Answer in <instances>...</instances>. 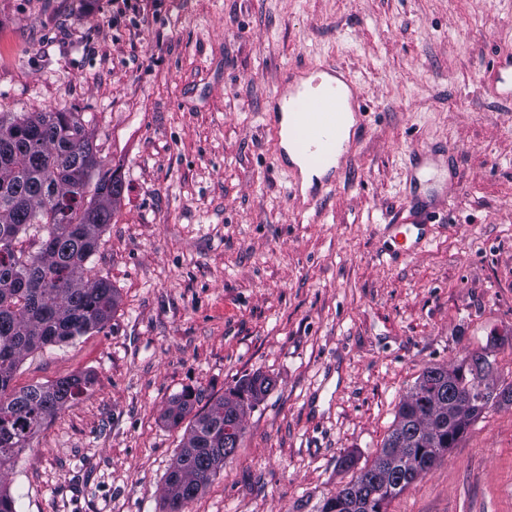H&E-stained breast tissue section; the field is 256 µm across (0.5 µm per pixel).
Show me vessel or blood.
<instances>
[{"mask_svg":"<svg viewBox=\"0 0 512 512\" xmlns=\"http://www.w3.org/2000/svg\"><path fill=\"white\" fill-rule=\"evenodd\" d=\"M265 116L273 163L292 167L294 160L314 172L308 193H301L299 179H292L288 198L297 214L318 209L327 189L338 184L337 157H350L352 142L361 140L368 127L367 105L353 75L329 62L313 68L291 63L280 72L277 89ZM355 126H347V117Z\"/></svg>","mask_w":512,"mask_h":512,"instance_id":"b4317fda","label":"vessel or blood"}]
</instances>
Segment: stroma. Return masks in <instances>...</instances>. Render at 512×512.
I'll list each match as a JSON object with an SVG mask.
<instances>
[{"mask_svg": "<svg viewBox=\"0 0 512 512\" xmlns=\"http://www.w3.org/2000/svg\"><path fill=\"white\" fill-rule=\"evenodd\" d=\"M512 0H0V113H82L125 191L90 260L104 328L26 356L23 389L92 374L8 481L17 512H163L185 426L246 374L274 389L186 512H313L371 463L422 370L488 353L512 384V104L486 74ZM347 65L369 132L297 216L264 115L294 59ZM452 166L409 182L410 151ZM444 194L412 254L388 224ZM388 512H512V405L493 406ZM191 397L192 395L189 393H182L175 396L164 412L166 421L173 426H178L183 419L192 412L193 403Z\"/></svg>", "mask_w": 512, "mask_h": 512, "instance_id": "1", "label": "stroma"}]
</instances>
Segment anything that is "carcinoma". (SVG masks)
<instances>
[{"instance_id":"1","label":"carcinoma","mask_w":512,"mask_h":512,"mask_svg":"<svg viewBox=\"0 0 512 512\" xmlns=\"http://www.w3.org/2000/svg\"><path fill=\"white\" fill-rule=\"evenodd\" d=\"M0 512H17L3 473L44 423L92 384L74 375L21 390L12 388L25 355L100 331L117 303L108 278H88L87 263L123 193L121 175L103 161L80 112L0 116ZM35 230L30 248L19 247ZM479 353L449 366H428L400 402L391 435L371 465L316 512H387L390 501L426 473L484 413L512 403V384L490 381ZM274 387L262 373L240 378L194 416L163 487L165 512H185L201 495L245 433V416ZM191 394L175 396L164 412L179 425L192 412Z\"/></svg>"}]
</instances>
